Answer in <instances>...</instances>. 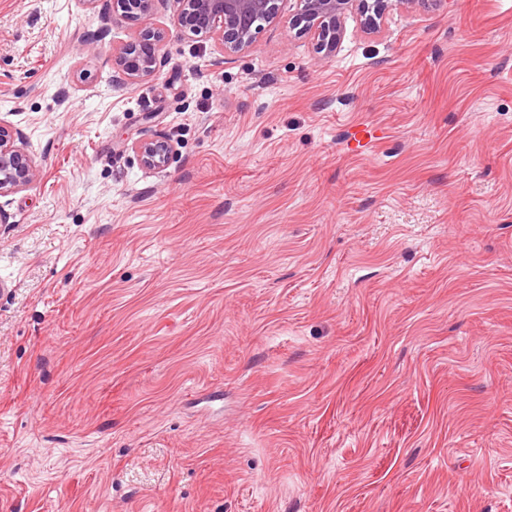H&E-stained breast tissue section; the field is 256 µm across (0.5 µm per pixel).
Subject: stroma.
Instances as JSON below:
<instances>
[{
    "mask_svg": "<svg viewBox=\"0 0 512 512\" xmlns=\"http://www.w3.org/2000/svg\"><path fill=\"white\" fill-rule=\"evenodd\" d=\"M292 16L0 0V512H512V0ZM156 0H113L112 13L124 20L142 24L135 39L116 50L119 77L117 86H132L157 76L158 51L166 38L165 31L148 25ZM185 32L204 35L219 56L248 52L264 23L279 13V0H168ZM295 25L302 32H309L317 41L318 48L332 52L339 41L341 18L347 11L357 10L363 23L369 28H381L392 10L409 12L417 4L431 2L437 10L448 7L447 0H293ZM355 7V8H354ZM20 139L12 129L0 125V196L26 188L36 176V163L18 145ZM378 138L377 129L371 125L353 126L347 140V149L351 153H361L372 141ZM131 149L137 152L143 167L157 169L167 163L173 145L162 140L141 139L135 141Z\"/></svg>",
    "mask_w": 512,
    "mask_h": 512,
    "instance_id": "stroma-1",
    "label": "stroma"
}]
</instances>
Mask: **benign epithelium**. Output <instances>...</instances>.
I'll use <instances>...</instances> for the list:
<instances>
[{"label":"benign epithelium","mask_w":512,"mask_h":512,"mask_svg":"<svg viewBox=\"0 0 512 512\" xmlns=\"http://www.w3.org/2000/svg\"><path fill=\"white\" fill-rule=\"evenodd\" d=\"M431 2L438 10L448 0H293L295 25L310 33L318 48L332 52L339 41L341 18L357 10L369 28H381L393 10L410 11L418 4ZM156 0H112V13L140 25L135 39L116 50L118 86H132L157 76L158 51L165 31L148 25ZM179 27L193 35L207 37L219 56L248 52L263 24L279 13V0H168ZM20 137L0 125V196L29 186L36 176V163L18 145ZM141 164L147 169L163 167L173 151L169 142L141 139L132 144Z\"/></svg>","instance_id":"benign-epithelium-1"}]
</instances>
